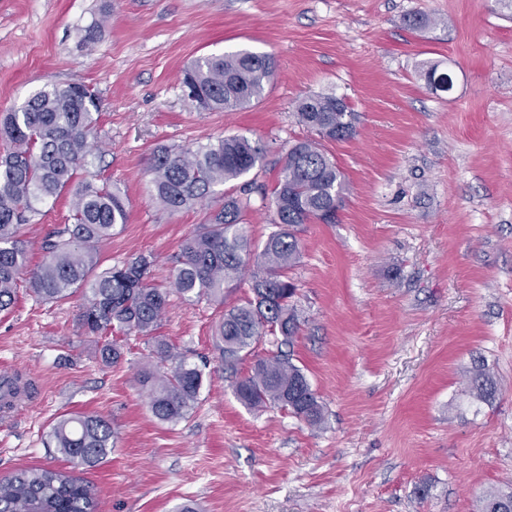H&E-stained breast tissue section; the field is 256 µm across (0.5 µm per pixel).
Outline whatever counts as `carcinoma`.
<instances>
[{"label": "carcinoma", "mask_w": 512, "mask_h": 512, "mask_svg": "<svg viewBox=\"0 0 512 512\" xmlns=\"http://www.w3.org/2000/svg\"><path fill=\"white\" fill-rule=\"evenodd\" d=\"M272 55L238 49L196 59L183 72L187 97L203 110H233L260 100L275 72ZM425 71L430 88L448 90L449 76ZM301 125L319 136L343 140L355 132L354 113L332 93L302 99ZM98 106L81 83L45 87L21 106L0 115V139L9 148L0 156V312L16 300L18 282L27 278L38 299L60 301L77 292L85 302L81 327L92 334L117 329L126 335H152L169 302V291L151 283L154 262L138 256L122 265L100 268V244L126 223L127 209L117 188L81 177L94 149ZM260 141L233 135L194 148L157 149L150 160V192L155 203L175 212L221 195L222 203L185 238L171 270L174 290L188 301L224 299L250 276L251 296L225 311L217 328L224 365L234 367L256 340L271 335L289 344L300 330L290 300L296 287L288 270L300 259L296 228L312 219L324 221L343 201L342 172L312 140L288 149L273 191L276 230L256 246L244 222L250 207L251 182L240 194L220 192L263 166ZM73 196L71 222L55 227L44 239L42 262L29 266V244L21 229L39 213L38 205L64 191ZM156 353L171 362L159 374L149 368L140 382L149 387L153 416L176 423L198 400L203 374L184 356L160 343ZM498 383L484 366L470 375L468 394L494 398ZM234 394L248 409L280 407L312 426L325 423L323 405L299 366L282 352L258 360L251 373L236 381ZM52 447L76 467H94L112 453V425L96 415L59 419L49 431ZM0 512H99V501L86 481L45 467L21 468L0 480ZM477 512H512V491L490 490L479 497Z\"/></svg>", "instance_id": "1"}]
</instances>
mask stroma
Here are the masks:
<instances>
[{"label": "stroma", "mask_w": 512, "mask_h": 512, "mask_svg": "<svg viewBox=\"0 0 512 512\" xmlns=\"http://www.w3.org/2000/svg\"><path fill=\"white\" fill-rule=\"evenodd\" d=\"M422 13L429 26L403 19ZM99 25L94 45L84 31ZM241 47L272 54L262 99L236 111L183 97L184 69ZM453 87L432 91L424 66ZM87 85L99 103L93 182L122 192L128 219L102 243L105 266L138 256L157 285L214 203L177 212L150 196L154 150L230 135L261 140L265 163L245 215L255 241L297 140L302 97L335 93L357 115L345 140H320L345 177L336 221L298 233L289 270L301 330L286 352L325 407L314 427L277 407L247 409L234 381L272 346L227 369L215 331L224 302L171 294L155 338L104 340L79 323L82 295L50 302L19 284L0 313V376L27 389L0 416V478L27 466L70 465L44 440L68 414L112 424L105 463L80 469L102 512H475L478 496L512 487V8L503 0H0V113L36 91ZM318 139V138H317ZM70 193L42 204L24 228L40 244L70 215ZM164 340L201 369L187 417L163 423L138 379L166 372ZM484 364L498 382L487 402L465 381Z\"/></svg>", "instance_id": "stroma-1"}]
</instances>
